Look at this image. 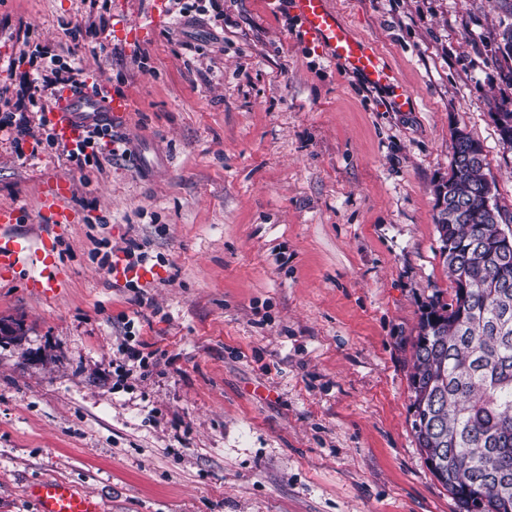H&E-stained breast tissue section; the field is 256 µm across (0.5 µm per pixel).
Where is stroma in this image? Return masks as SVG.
Here are the masks:
<instances>
[{
  "label": "stroma",
  "mask_w": 512,
  "mask_h": 512,
  "mask_svg": "<svg viewBox=\"0 0 512 512\" xmlns=\"http://www.w3.org/2000/svg\"><path fill=\"white\" fill-rule=\"evenodd\" d=\"M0 0V90L48 47L126 97L129 156L77 168L0 131V207L36 240L71 183L58 296L0 281V512L59 479L103 512H458L411 429L421 313L450 301L434 189L452 134L484 148L512 216V103L492 0H329L388 84L346 72L286 0ZM413 96L397 109L400 89ZM138 246L154 277L103 264ZM155 352L127 371L124 338Z\"/></svg>",
  "instance_id": "stroma-1"
}]
</instances>
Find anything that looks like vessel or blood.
<instances>
[{"label":"vessel or blood","mask_w":512,"mask_h":512,"mask_svg":"<svg viewBox=\"0 0 512 512\" xmlns=\"http://www.w3.org/2000/svg\"><path fill=\"white\" fill-rule=\"evenodd\" d=\"M290 11L300 20L311 42L330 51L348 71L360 75L372 86L385 84L390 75L377 49L359 38L341 22L329 0H290ZM129 110L127 98L115 95L108 86L92 91L86 88L66 91L52 112L54 134L72 143L83 130L98 125L124 121ZM67 181L48 183L40 201V209L51 224L38 243L39 264L25 281L30 292L44 300H52L59 286L68 278L67 268L57 255L56 239L72 225ZM27 243L15 230V212L0 208V275L14 273L25 261ZM37 512H101L100 504L80 493L68 483L46 479L31 488Z\"/></svg>","instance_id":"1"}]
</instances>
